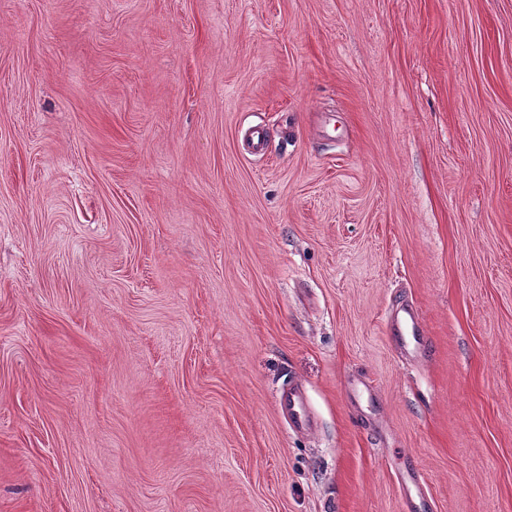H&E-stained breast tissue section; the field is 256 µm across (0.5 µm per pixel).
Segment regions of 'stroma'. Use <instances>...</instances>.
Listing matches in <instances>:
<instances>
[{"label": "stroma", "mask_w": 512, "mask_h": 512, "mask_svg": "<svg viewBox=\"0 0 512 512\" xmlns=\"http://www.w3.org/2000/svg\"><path fill=\"white\" fill-rule=\"evenodd\" d=\"M410 468L512 512V0H0V512H408ZM392 318L396 323L399 338L405 347L413 351H419L426 345L427 339L425 336H421L418 314L413 307L401 306L397 308ZM278 404L281 411L288 414L294 431L304 432L314 425L313 416L308 407L307 399L295 387H288L279 395Z\"/></svg>", "instance_id": "stroma-1"}]
</instances>
